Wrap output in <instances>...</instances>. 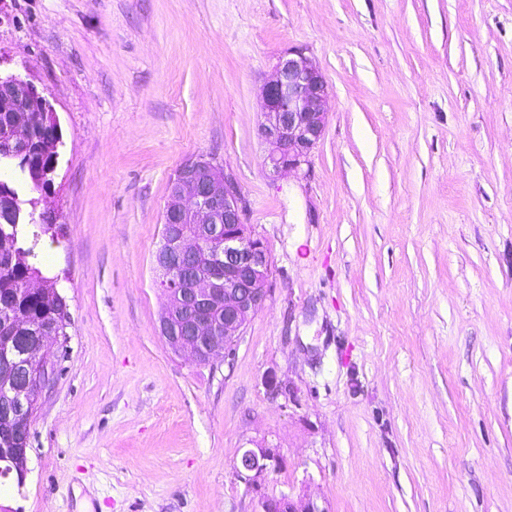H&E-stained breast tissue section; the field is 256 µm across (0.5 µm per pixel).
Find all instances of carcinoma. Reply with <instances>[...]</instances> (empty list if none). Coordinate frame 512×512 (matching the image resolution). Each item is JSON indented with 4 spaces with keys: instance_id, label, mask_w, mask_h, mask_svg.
<instances>
[{
    "instance_id": "1",
    "label": "carcinoma",
    "mask_w": 512,
    "mask_h": 512,
    "mask_svg": "<svg viewBox=\"0 0 512 512\" xmlns=\"http://www.w3.org/2000/svg\"><path fill=\"white\" fill-rule=\"evenodd\" d=\"M61 225L53 215L26 224H11L0 219V256L10 264L0 265V300L9 303L11 321L0 322V336H16L32 326H53L60 336L67 335L69 314L64 298L49 302L44 295L55 294L57 280L49 275L42 262L41 242L47 235L55 236ZM45 281L44 294L26 290L28 280Z\"/></svg>"
}]
</instances>
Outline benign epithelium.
<instances>
[{
	"label": "benign epithelium",
	"mask_w": 512,
	"mask_h": 512,
	"mask_svg": "<svg viewBox=\"0 0 512 512\" xmlns=\"http://www.w3.org/2000/svg\"><path fill=\"white\" fill-rule=\"evenodd\" d=\"M328 88L322 72L303 48H290L278 60L262 88L264 122L260 135L267 145L265 166L275 174L309 163L323 136ZM13 115L8 142L0 140V162L12 164L23 182L52 187L62 145L52 104L32 80L0 72V113ZM54 144L45 168L31 162L29 149L37 130ZM20 194L10 180L0 182V210L20 213ZM242 197L236 180L203 157L179 166L169 184L162 215V242L153 256L158 286L167 304L160 336L175 354L206 364L222 351L230 356L249 317L265 303L272 259L264 241L242 220ZM44 330L9 337L0 349V438L19 437L17 445L0 441V479L25 484L31 423L39 401L56 377L55 363L42 354ZM276 449L245 448L235 462L237 477L253 491L272 464ZM253 512H326L309 501L298 507L289 493L258 495Z\"/></svg>",
	"instance_id": "benign-epithelium-1"
}]
</instances>
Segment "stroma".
Listing matches in <instances>:
<instances>
[{
	"instance_id": "35a3bbf8",
	"label": "stroma",
	"mask_w": 512,
	"mask_h": 512,
	"mask_svg": "<svg viewBox=\"0 0 512 512\" xmlns=\"http://www.w3.org/2000/svg\"><path fill=\"white\" fill-rule=\"evenodd\" d=\"M328 86L302 171L267 177L261 92ZM0 57L54 106L43 262L68 305L0 512H512V0H0ZM232 175L272 257L232 357L173 354L152 259L179 166ZM279 461L276 448L256 445V448H244L235 462L234 469L237 477L247 487L256 492V507L253 512H325L314 501H308L302 508H298L293 496L282 493L280 497L269 498L259 494V485L272 464Z\"/></svg>"
}]
</instances>
